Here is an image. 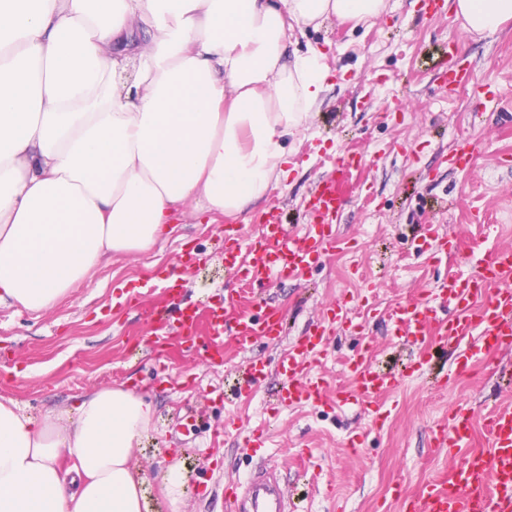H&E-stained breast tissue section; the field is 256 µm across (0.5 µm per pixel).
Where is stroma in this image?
Returning <instances> with one entry per match:
<instances>
[{
    "mask_svg": "<svg viewBox=\"0 0 512 512\" xmlns=\"http://www.w3.org/2000/svg\"><path fill=\"white\" fill-rule=\"evenodd\" d=\"M420 2L387 0L369 23L330 19L295 31L289 51L318 49L327 89L263 199L213 222L184 205L163 243L112 256L49 310L0 304V398L13 399L26 416L42 422L73 412L83 396L119 384L153 401V424L131 459L146 478L149 512H224L225 483L246 481L264 466L278 473L288 512H407L408 499L448 463L447 449L429 444L449 404L466 402L481 414L512 402V390L485 366L462 371L456 342L427 348V364H414L388 321L395 304L433 296L449 275L474 272L481 254L469 242L512 248V21L472 35L447 16L421 18ZM451 40L461 44L474 83L494 88L497 99H477L468 89L440 93L438 69ZM399 103L405 111H396ZM462 139L480 142L482 152L470 169L449 168L442 158ZM355 142L375 163L337 228L346 246L324 255L302 281L266 286L283 313L281 343L259 341L243 353L225 342L224 364L215 369L177 336L145 356L152 326L141 307L168 306L167 273L180 278L181 302L201 314L230 308L241 284L224 264L225 228L250 238L260 231L257 217L274 211L286 230L303 231L314 184L332 175L336 157ZM427 224L433 236L423 235ZM443 237L461 248L438 260ZM337 304L343 317L313 371L327 383V403L282 408L283 378L275 371L264 387L238 391L248 358L276 364ZM365 338L373 365L400 377L381 396L377 416L353 397L345 365ZM189 412L196 432L186 436L178 422ZM255 429L263 446L245 447ZM174 464L187 484L175 511L155 483Z\"/></svg>",
    "mask_w": 512,
    "mask_h": 512,
    "instance_id": "1",
    "label": "stroma"
}]
</instances>
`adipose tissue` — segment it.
Wrapping results in <instances>:
<instances>
[{"label":"adipose tissue","mask_w":512,"mask_h":512,"mask_svg":"<svg viewBox=\"0 0 512 512\" xmlns=\"http://www.w3.org/2000/svg\"><path fill=\"white\" fill-rule=\"evenodd\" d=\"M386 0H0V303L53 307L109 256L150 251L175 209L238 214L321 100L288 34ZM472 34L512 0H454ZM155 408L101 388L73 422L0 399V512H146L130 465ZM70 469H63V462Z\"/></svg>","instance_id":"adipose-tissue-1"}]
</instances>
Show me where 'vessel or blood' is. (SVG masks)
Listing matches in <instances>:
<instances>
[{
    "label": "vessel or blood",
    "mask_w": 512,
    "mask_h": 512,
    "mask_svg": "<svg viewBox=\"0 0 512 512\" xmlns=\"http://www.w3.org/2000/svg\"><path fill=\"white\" fill-rule=\"evenodd\" d=\"M471 73L457 64H448L439 75L443 92H453L468 84ZM477 143L463 140L445 160L449 167H467L478 153ZM368 163L365 154L348 150L335 162V176L319 180L309 200L308 222L302 234H286L276 213H266L259 240L248 243L244 256L226 251L225 261L238 265L245 279L256 291L246 305L235 313L211 311L201 316L198 309H181L177 320L165 318L155 307L146 311L155 326L156 340L172 334L185 338L190 349L200 352L203 360L216 367L224 361V327L233 324V341L245 352L261 338L277 339L283 333L280 311L267 301L261 284L272 279H302L305 271L322 254L338 247L335 226L361 183L357 174ZM440 298L451 297L457 311L448 320L437 318V308L428 299L394 306L388 313L395 336L410 341L419 336L432 337L436 346L447 347L449 339L466 342L465 360L481 361L494 351L512 346V252L493 253L468 277H448L439 287ZM338 309H328L324 321L283 352L278 368L288 384L278 394L281 406L303 401L323 403L328 399L324 384L313 380L315 363L325 353ZM358 400L375 402L395 387L396 376L376 371L367 357H360L354 370ZM269 374L265 361H247L242 390L259 388ZM474 413L467 404L449 405L448 414L432 437L436 448H463L467 454L452 463L449 471L426 484L411 501L412 512H512V405H498L484 417L487 445H473L471 423ZM232 512H288L287 501L274 469H259L247 486H228L224 492Z\"/></svg>",
    "instance_id": "obj_1"
}]
</instances>
